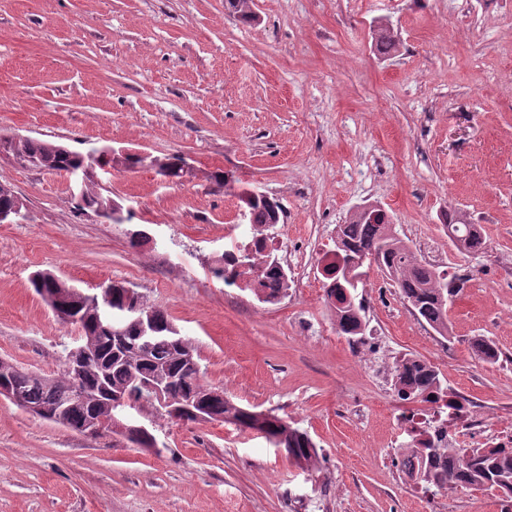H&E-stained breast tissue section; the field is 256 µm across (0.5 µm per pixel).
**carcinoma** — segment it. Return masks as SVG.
I'll return each instance as SVG.
<instances>
[{"label":"carcinoma","mask_w":512,"mask_h":512,"mask_svg":"<svg viewBox=\"0 0 512 512\" xmlns=\"http://www.w3.org/2000/svg\"><path fill=\"white\" fill-rule=\"evenodd\" d=\"M229 14L241 23H251L256 14L254 0H226ZM374 45L378 52L389 54L398 49V40L392 36L387 24L374 30ZM12 150L24 156L36 168L64 172L83 177V194L77 207L89 209L106 217L115 201L103 189L90 171L88 154L62 150L55 143L41 140L20 139L12 143ZM249 223L257 226L260 234L280 223L283 208L278 200L265 196L249 198L244 202ZM448 236L461 253L471 254L486 250V241L476 224L469 223L464 215L448 216ZM337 239L343 244L338 249L343 261L332 258L324 270L328 273L323 284L326 300L334 307L336 333L356 347L365 344L366 322L364 304L357 300L358 288L365 286L363 271L370 258H375L379 268L397 288L400 299L410 306L420 322L429 325L439 335L448 334V303L462 293L466 280L448 276V272L418 261L412 247L400 237L396 225L371 224L365 218L350 215L347 222L338 226ZM219 280L230 277L239 280L244 288L252 291L258 300L274 303L288 291V275L280 262L265 253V248L241 249L236 255H223L210 268ZM35 293L50 307L63 308L75 317L83 335L94 340L91 353L92 368L81 379L84 391L101 399L109 394L133 391L136 380L146 379L157 371H165L172 378L169 383L172 397L187 391L211 397L215 413L224 415V422L242 432L259 429L263 438L277 448L288 449V458L295 463L309 466L317 450L307 431L288 424L271 412L262 418L257 412L234 403L229 397L212 396L218 390L204 381L205 372L199 367L197 350L184 339L161 309L147 304L137 291L110 282L103 285L108 290L114 308L143 306L151 312L152 324L147 332L141 325L129 320L122 339H114L106 330L97 294H87L49 271H38L31 279ZM471 355L480 362L495 363L499 352L485 336L468 340ZM394 390L401 401H426L434 392L448 396L439 372L426 362L404 355L393 362ZM74 377L68 367L58 374L46 375L23 368L13 370L8 376L11 387L22 397L23 409L43 411V420L49 421L59 407H64L61 425L80 431L90 417L94 405L73 397ZM398 455L412 466L411 476L425 489L435 492L468 487L475 490L493 489L502 502L504 512H512V447L481 448L451 443L448 437L420 432L411 436Z\"/></svg>","instance_id":"1"}]
</instances>
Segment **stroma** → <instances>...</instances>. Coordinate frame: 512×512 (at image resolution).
<instances>
[{
    "label": "stroma",
    "mask_w": 512,
    "mask_h": 512,
    "mask_svg": "<svg viewBox=\"0 0 512 512\" xmlns=\"http://www.w3.org/2000/svg\"><path fill=\"white\" fill-rule=\"evenodd\" d=\"M256 21L224 0H0V136L71 150L185 156L193 175L116 169L104 187L132 219L79 210L65 173L0 157V184L30 218L0 224V358L57 373L80 330L34 293L48 270L92 292L133 287L197 349L207 382L274 411L319 448L306 469L264 438L218 422L141 413L161 453L86 436L0 398V512H501L491 491L432 494L392 459L400 401L336 332L323 256L356 206L381 205L414 249L466 277L439 335L377 270L362 295L386 360L434 366L475 410L481 442L512 435V0H255ZM382 22L399 37L380 54ZM237 188L278 198L268 231L308 278L276 303L209 272L240 224ZM464 212L485 253L457 252L444 227ZM147 244L128 245L133 231ZM484 336L497 363L474 359ZM471 355L480 362L496 363L499 352L495 344L484 336H473L468 340Z\"/></svg>",
    "instance_id": "obj_1"
}]
</instances>
